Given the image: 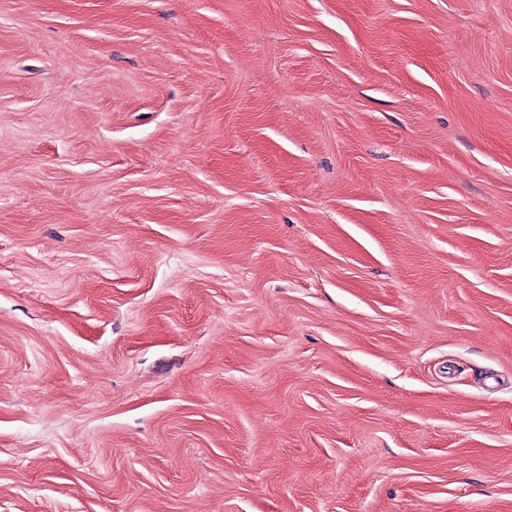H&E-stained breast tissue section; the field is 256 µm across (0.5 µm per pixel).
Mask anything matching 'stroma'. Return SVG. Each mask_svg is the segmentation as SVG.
Here are the masks:
<instances>
[{
	"label": "stroma",
	"instance_id": "obj_1",
	"mask_svg": "<svg viewBox=\"0 0 512 512\" xmlns=\"http://www.w3.org/2000/svg\"><path fill=\"white\" fill-rule=\"evenodd\" d=\"M0 512H512V0H0Z\"/></svg>",
	"mask_w": 512,
	"mask_h": 512
}]
</instances>
